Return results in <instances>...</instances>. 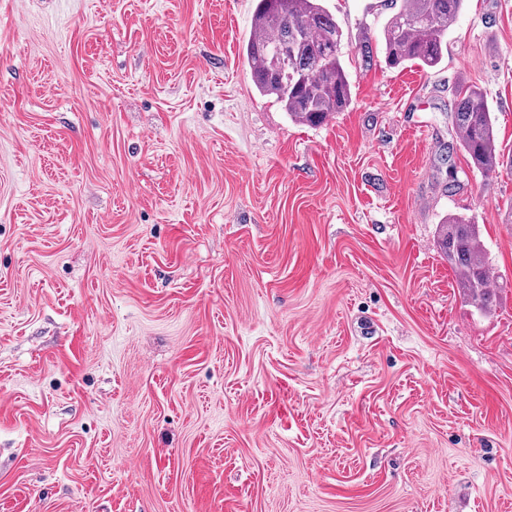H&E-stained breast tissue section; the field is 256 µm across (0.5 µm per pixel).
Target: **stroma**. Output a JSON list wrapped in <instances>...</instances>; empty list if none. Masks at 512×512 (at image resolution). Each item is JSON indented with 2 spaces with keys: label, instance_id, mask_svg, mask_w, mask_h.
Instances as JSON below:
<instances>
[{
  "label": "stroma",
  "instance_id": "obj_1",
  "mask_svg": "<svg viewBox=\"0 0 512 512\" xmlns=\"http://www.w3.org/2000/svg\"><path fill=\"white\" fill-rule=\"evenodd\" d=\"M402 2L325 0L352 102L309 127L255 0H0V512H512V168L452 118L512 149V0L434 69L385 63ZM459 96L453 121L460 144L470 165L487 176L500 164L504 165V155L497 144L494 114L477 88L469 87ZM437 245L456 273L468 302L480 311L488 310L493 302L491 268L478 225L462 216H450L440 224Z\"/></svg>",
  "mask_w": 512,
  "mask_h": 512
}]
</instances>
